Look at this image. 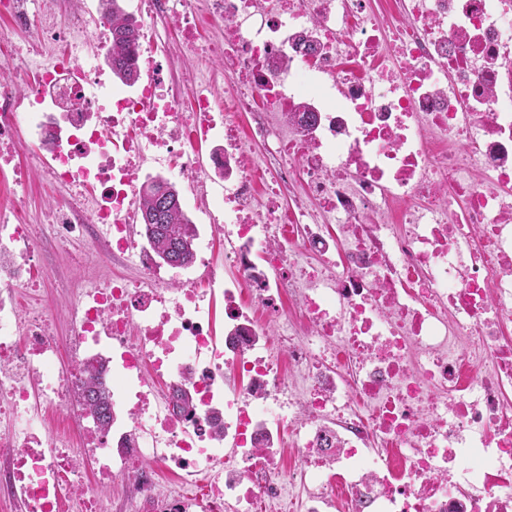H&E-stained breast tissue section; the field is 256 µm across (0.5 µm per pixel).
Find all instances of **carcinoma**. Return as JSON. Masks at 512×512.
Listing matches in <instances>:
<instances>
[{"instance_id":"cac0c4a2","label":"carcinoma","mask_w":512,"mask_h":512,"mask_svg":"<svg viewBox=\"0 0 512 512\" xmlns=\"http://www.w3.org/2000/svg\"><path fill=\"white\" fill-rule=\"evenodd\" d=\"M109 22L112 25V45L108 61L112 73L130 86L140 80L141 72L130 60V47L137 39L138 28L129 15L123 12L118 0H110ZM153 217L152 227L145 228V235L160 259L174 255L181 264L189 263L195 254L196 225L192 224L181 204L176 185L167 179L146 182L141 188L138 218ZM78 395L86 408L96 414V421L103 425L110 419V397L99 377L90 372L78 388Z\"/></svg>"}]
</instances>
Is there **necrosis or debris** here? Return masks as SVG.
<instances>
[{
    "label": "necrosis or debris",
    "mask_w": 512,
    "mask_h": 512,
    "mask_svg": "<svg viewBox=\"0 0 512 512\" xmlns=\"http://www.w3.org/2000/svg\"><path fill=\"white\" fill-rule=\"evenodd\" d=\"M137 11L128 91L88 53L109 46L104 10L0 0L34 46L12 62L28 92L0 83V173L64 187L57 239L105 240L138 271L73 298L59 341L16 295L45 277L32 227L0 212V504L115 512L118 480L126 512H283L301 489L303 512H512V0H384L378 19L368 0ZM161 17L183 34L191 102L151 53ZM202 20L223 42H197ZM217 56L236 76L220 97ZM21 132L45 151L18 168ZM148 161L223 209L199 249L223 238L234 277L136 238ZM93 367L112 419L75 448L46 413L86 416Z\"/></svg>",
    "instance_id": "necrosis-or-debris-1"
}]
</instances>
